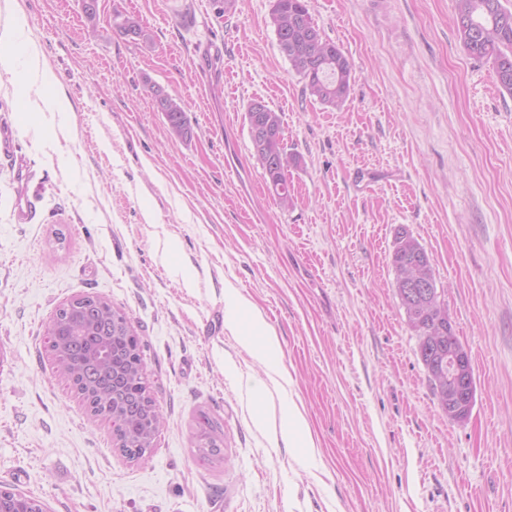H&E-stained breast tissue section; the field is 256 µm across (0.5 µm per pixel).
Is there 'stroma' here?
<instances>
[{"label": "stroma", "mask_w": 512, "mask_h": 512, "mask_svg": "<svg viewBox=\"0 0 512 512\" xmlns=\"http://www.w3.org/2000/svg\"><path fill=\"white\" fill-rule=\"evenodd\" d=\"M52 68L0 70V118L35 171L16 223L0 161V484L46 512H512V95L469 56L454 0H307L351 66L341 109L309 97L281 53L273 0H19ZM137 19L150 37L116 25ZM184 109L174 135L150 86ZM57 98L62 110L35 102ZM280 112L292 207L256 160L248 104ZM406 228L431 258L476 399L434 397L396 294ZM64 240H57V233ZM95 293L141 340L162 420L132 461L44 346L57 306ZM272 327L290 379L237 331L208 332L230 293ZM314 445L290 447L289 404ZM221 458L195 448L200 413Z\"/></svg>", "instance_id": "35a3bbf8"}]
</instances>
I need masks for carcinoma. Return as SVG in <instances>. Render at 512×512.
Segmentation results:
<instances>
[{
  "label": "carcinoma",
  "instance_id": "obj_1",
  "mask_svg": "<svg viewBox=\"0 0 512 512\" xmlns=\"http://www.w3.org/2000/svg\"><path fill=\"white\" fill-rule=\"evenodd\" d=\"M279 16L288 24L285 31L274 28L279 48L305 81L309 95L327 107H341L351 80L342 49L322 40L306 0H275L271 22ZM117 28L125 36L147 39L134 19H124ZM455 29L464 50L475 59L491 61L496 83L512 95V9L502 0H455ZM151 92L171 131L184 139L191 137L184 109L161 88L153 86ZM246 119L252 134L259 127L272 128L263 139L253 137L251 142L266 182L286 209L292 206L288 171L273 168L274 159L285 153L281 115L268 106L259 111L252 102ZM417 259L431 265L425 248L411 233H396L391 261L395 282L419 275L410 267ZM401 307L417 345L433 336H450L448 321L439 320L440 310L404 301ZM46 336L58 372L69 379L92 415L109 419L121 451L131 459L150 452L160 410L146 382L139 340L125 313L96 294H81L55 310ZM222 443L220 427L202 416L196 433L198 456L207 461L220 457ZM0 501L11 504L13 512H44L40 501L6 488H0Z\"/></svg>",
  "mask_w": 512,
  "mask_h": 512
}]
</instances>
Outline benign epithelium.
Returning a JSON list of instances; mask_svg holds the SVG:
<instances>
[{
  "instance_id": "benign-epithelium-1",
  "label": "benign epithelium",
  "mask_w": 512,
  "mask_h": 512,
  "mask_svg": "<svg viewBox=\"0 0 512 512\" xmlns=\"http://www.w3.org/2000/svg\"><path fill=\"white\" fill-rule=\"evenodd\" d=\"M434 284L420 282L406 285L399 292L409 298L436 299ZM432 381L440 386L448 384V419L463 424L470 418L475 401V379L467 349L450 341L448 347H441L429 371Z\"/></svg>"
}]
</instances>
